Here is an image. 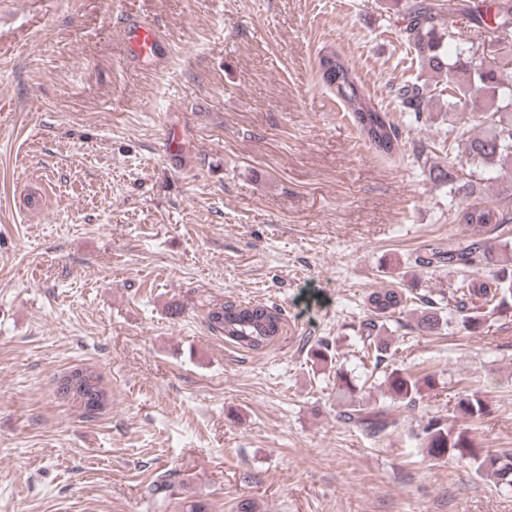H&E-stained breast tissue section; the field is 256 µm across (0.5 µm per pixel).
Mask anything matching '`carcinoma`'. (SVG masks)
I'll return each mask as SVG.
<instances>
[{"label":"carcinoma","mask_w":512,"mask_h":512,"mask_svg":"<svg viewBox=\"0 0 512 512\" xmlns=\"http://www.w3.org/2000/svg\"><path fill=\"white\" fill-rule=\"evenodd\" d=\"M403 12L405 37L420 54V72L413 80L395 85L396 96L404 111L422 120L433 98L432 81L448 79V106L459 104L477 115L484 130L467 135L463 130L453 137L457 150L465 159L461 171L446 170L430 161L425 147L415 153L418 166L428 179L448 187V194L458 199L455 220L467 225L470 236L448 240L445 247L431 249L424 263L428 266L446 264L459 270L453 296L454 315L464 328L481 329L489 326V318L512 311V240L504 228L512 223V183L502 186L496 200L488 203L476 197L480 183L494 179L496 167L512 161V80L503 73L512 62V39L495 38L490 45L489 59L476 65L462 50L448 51L452 35L441 21L439 0H394ZM457 11L477 25L491 20L494 30L512 36V0H458ZM322 82L341 101L361 136L378 152L396 156L401 152L402 136L388 113L383 111L363 91L354 67L338 51L324 49L318 57ZM419 311L411 330L432 334L448 325V316L433 299L411 294L401 288H383L369 294L367 318L362 322L361 352L381 370L386 400L370 404L364 400V386L342 373L336 374L339 390L346 399L342 418L372 437L398 429L399 419L393 405L413 406L432 380L417 378L404 368L389 367L393 361L389 340L380 335L383 319L392 314ZM221 313L220 326H209L212 332L248 351L259 352L279 335L281 311L274 306H242L224 304L220 310H210L207 322ZM314 363L330 364L334 355L329 344L316 342L308 350ZM63 397L77 400L87 411L93 406L107 405L106 392L100 376L85 370L84 379L71 390L60 392ZM489 414V403L479 391L464 394L448 418H433L422 429V447L428 456L440 460L455 457L468 461L475 472L495 479L499 488H512V450H497L483 454L472 437L473 425Z\"/></svg>","instance_id":"1"}]
</instances>
